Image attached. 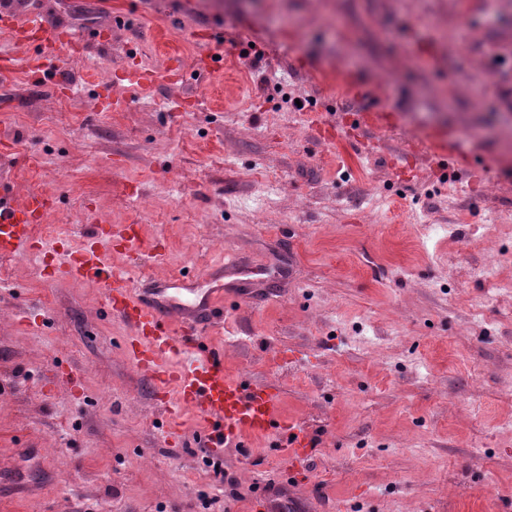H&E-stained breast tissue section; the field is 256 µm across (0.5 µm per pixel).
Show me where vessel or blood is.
Listing matches in <instances>:
<instances>
[{
  "label": "vessel or blood",
  "instance_id": "vessel-or-blood-1",
  "mask_svg": "<svg viewBox=\"0 0 512 512\" xmlns=\"http://www.w3.org/2000/svg\"><path fill=\"white\" fill-rule=\"evenodd\" d=\"M45 195L33 193L17 203L12 184L0 180V252L35 250L33 230L44 223ZM89 246L68 255L64 272L101 288L114 317L130 334L125 342L129 357L152 383V395L168 414L187 410L201 423L199 440L208 454L223 455L228 447H247L250 440L278 433V446L289 469H299L316 445L303 427L287 420L277 384L252 383L224 367V349L208 344L205 334L223 321L218 287L191 289L178 278L147 297L132 286L125 270L105 263L100 249L110 236L93 228ZM194 290V302H185V290Z\"/></svg>",
  "mask_w": 512,
  "mask_h": 512
}]
</instances>
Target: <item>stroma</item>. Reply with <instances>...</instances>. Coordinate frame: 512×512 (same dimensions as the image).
<instances>
[{
  "instance_id": "1",
  "label": "stroma",
  "mask_w": 512,
  "mask_h": 512,
  "mask_svg": "<svg viewBox=\"0 0 512 512\" xmlns=\"http://www.w3.org/2000/svg\"><path fill=\"white\" fill-rule=\"evenodd\" d=\"M12 7L43 25L0 31V58L41 66L0 74V176L52 195L63 252L98 221L142 235L104 250L136 287L207 288L235 255L226 367L277 381L321 446L293 474L273 440L228 448L215 474L102 290L0 255V512H512V0ZM336 66L354 99L313 76ZM430 137L465 159L442 168Z\"/></svg>"
}]
</instances>
